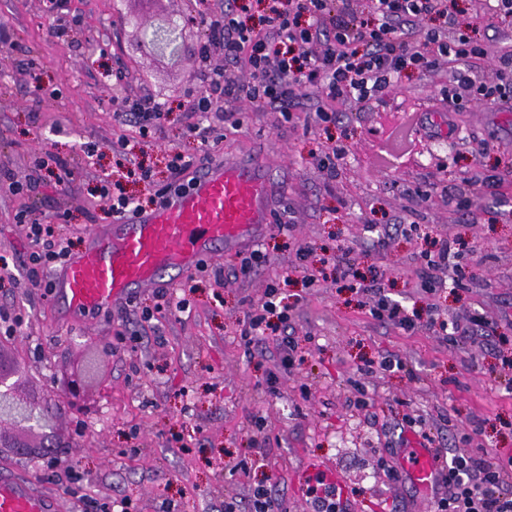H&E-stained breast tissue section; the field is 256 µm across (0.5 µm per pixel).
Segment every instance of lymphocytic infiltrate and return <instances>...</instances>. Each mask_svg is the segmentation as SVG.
I'll return each mask as SVG.
<instances>
[{
  "instance_id": "1",
  "label": "lymphocytic infiltrate",
  "mask_w": 512,
  "mask_h": 512,
  "mask_svg": "<svg viewBox=\"0 0 512 512\" xmlns=\"http://www.w3.org/2000/svg\"><path fill=\"white\" fill-rule=\"evenodd\" d=\"M353 0H263L257 25H247L232 5L210 19L205 39L198 47L202 61L214 54L224 65L201 74L192 92L191 109L197 123L189 130L199 137L202 152L219 145L206 120L214 103L235 100L258 109L268 106L291 116L299 99L315 100V122L336 119L330 102L340 98L363 102L382 98L403 73L427 72L442 63L456 67L450 103L474 99L485 104L512 96V86L480 80L483 61L496 59L500 68L512 70V49L491 56L487 46L468 32L449 38L454 21L448 0H371L368 17H360ZM123 122L141 133L161 126L162 107L152 98H121L116 102ZM19 223L33 245L28 256V275L33 287L52 290L49 270L64 265L72 256L70 241L57 238L53 225L21 215ZM426 267L418 273L416 288L429 298L426 314L407 313L384 293L382 274L358 278L352 250L337 247L328 262L341 277L358 280L357 290L372 301L371 315L406 331L445 329L446 338L459 344L475 331L496 335L488 322L467 317L445 320L434 298L450 275L453 239L435 237ZM290 305L284 304L276 285H268L261 303L249 304L240 334L246 344L266 343L265 329L271 322H287ZM443 479L448 493L435 497L432 512H512V491L505 489L512 478V454L487 463L465 450L440 449Z\"/></svg>"
}]
</instances>
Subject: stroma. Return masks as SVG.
<instances>
[{"mask_svg":"<svg viewBox=\"0 0 512 512\" xmlns=\"http://www.w3.org/2000/svg\"><path fill=\"white\" fill-rule=\"evenodd\" d=\"M0 0V22L12 45L0 47V258L11 278L0 281V310L23 313L18 336L0 337V357L24 373L23 390L40 398L68 447L51 459L0 455V468L48 488L60 512H249L252 490L265 485L284 512H308L302 492L309 463L323 462L344 480L347 512H429L430 492L392 478L402 424L412 422L437 448H464L486 461L512 452V188L491 187L512 172V107L448 104L454 73L440 66L403 76L383 101L340 100L336 119L305 124L312 108L301 100L297 118L266 108L243 114L225 129V155L261 158L270 173L275 223L260 239V259L246 277L236 251L218 250L204 272L174 286L185 311L157 310L153 288L135 291L126 310L61 320L60 309L32 287L25 269L30 250L16 223L19 211L54 220L87 249L92 226L111 223L96 192L100 179L121 178L134 200L148 190L128 175L131 163L149 169L157 185L173 183V153L201 159L189 132L186 90L203 65L197 53L210 14L224 0ZM458 28L487 45L512 38V17H493L483 0H451ZM68 20L58 36V19ZM147 95L162 103L161 131L141 137L114 116L116 96ZM422 116L408 154L379 168L387 134L409 113ZM125 138V154L112 143ZM95 144L93 156L84 144ZM345 150L335 178L319 164ZM67 158L71 176L57 181L37 169L45 154ZM38 180L36 191L15 194L13 182ZM456 240L462 286L440 289L448 316L475 314L498 324L496 336L474 345L442 341L426 330L404 332L375 319L351 282L308 285L294 240L314 248L307 265L320 267L337 246L353 250L361 276L384 275L387 294L417 312L426 299L415 288L425 260L421 235L410 224ZM291 232H284V225ZM228 277L216 283L214 269ZM291 304L300 339L288 370H277L280 394L262 382L277 369L275 343L246 347L238 321L267 284ZM398 357L404 369L381 370ZM266 440L264 458L254 441Z\"/></svg>","mask_w":512,"mask_h":512,"instance_id":"1","label":"stroma"}]
</instances>
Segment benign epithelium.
<instances>
[{
  "label": "benign epithelium",
  "mask_w": 512,
  "mask_h": 512,
  "mask_svg": "<svg viewBox=\"0 0 512 512\" xmlns=\"http://www.w3.org/2000/svg\"><path fill=\"white\" fill-rule=\"evenodd\" d=\"M20 386L18 371L0 359V417L6 416L13 420L14 427L37 434L44 456L65 447L57 438L53 417L41 412L42 406L22 393Z\"/></svg>",
  "instance_id": "7a95c632"
}]
</instances>
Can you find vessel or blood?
Returning a JSON list of instances; mask_svg holds the SVG:
<instances>
[{
    "label": "vessel or blood",
    "mask_w": 512,
    "mask_h": 512,
    "mask_svg": "<svg viewBox=\"0 0 512 512\" xmlns=\"http://www.w3.org/2000/svg\"><path fill=\"white\" fill-rule=\"evenodd\" d=\"M270 183L263 162L240 157L212 159L191 173L163 204L93 227L89 248L54 276V300L71 311H106L132 290L161 283L163 270L184 272L213 256L216 247L257 241L272 221ZM402 466L416 485L432 487L442 468L434 449L408 441ZM46 491L0 474V512H58Z\"/></svg>",
    "instance_id": "obj_1"
}]
</instances>
